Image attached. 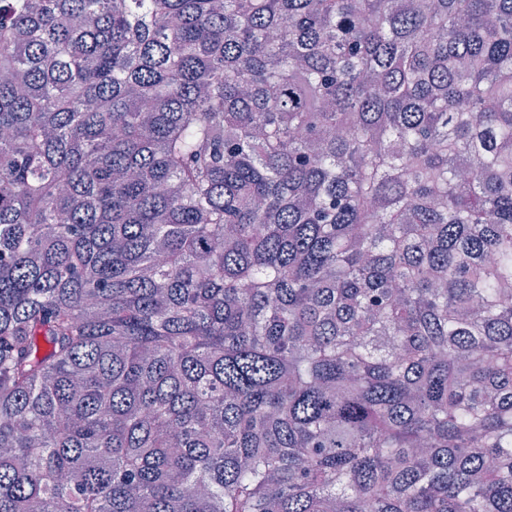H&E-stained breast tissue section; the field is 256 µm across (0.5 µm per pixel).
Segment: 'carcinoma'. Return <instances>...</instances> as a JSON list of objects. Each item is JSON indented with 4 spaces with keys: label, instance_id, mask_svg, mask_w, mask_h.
<instances>
[{
    "label": "carcinoma",
    "instance_id": "cac0c4a2",
    "mask_svg": "<svg viewBox=\"0 0 512 512\" xmlns=\"http://www.w3.org/2000/svg\"><path fill=\"white\" fill-rule=\"evenodd\" d=\"M512 0H0V512H512Z\"/></svg>",
    "mask_w": 512,
    "mask_h": 512
}]
</instances>
